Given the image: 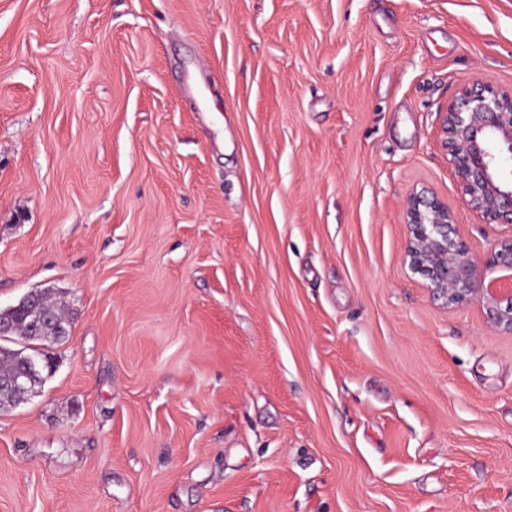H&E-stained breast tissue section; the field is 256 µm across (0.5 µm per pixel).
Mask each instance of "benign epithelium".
<instances>
[{
	"label": "benign epithelium",
	"instance_id": "benign-epithelium-1",
	"mask_svg": "<svg viewBox=\"0 0 512 512\" xmlns=\"http://www.w3.org/2000/svg\"><path fill=\"white\" fill-rule=\"evenodd\" d=\"M440 125L442 147L466 205L496 224H512V171L504 172L500 163L503 153L512 155V91L468 82L440 113ZM404 224V264L422 277L433 297L449 308L477 302L496 331L512 335V287H494V273L512 271V237L495 241L481 260L458 237L448 206L424 193L407 197ZM37 373L31 366L0 379V393L27 401Z\"/></svg>",
	"mask_w": 512,
	"mask_h": 512
}]
</instances>
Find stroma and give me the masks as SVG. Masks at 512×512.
<instances>
[{
    "mask_svg": "<svg viewBox=\"0 0 512 512\" xmlns=\"http://www.w3.org/2000/svg\"><path fill=\"white\" fill-rule=\"evenodd\" d=\"M512 0H0V308L69 334L0 512H512V335L403 263Z\"/></svg>",
    "mask_w": 512,
    "mask_h": 512,
    "instance_id": "35a3bbf8",
    "label": "stroma"
}]
</instances>
